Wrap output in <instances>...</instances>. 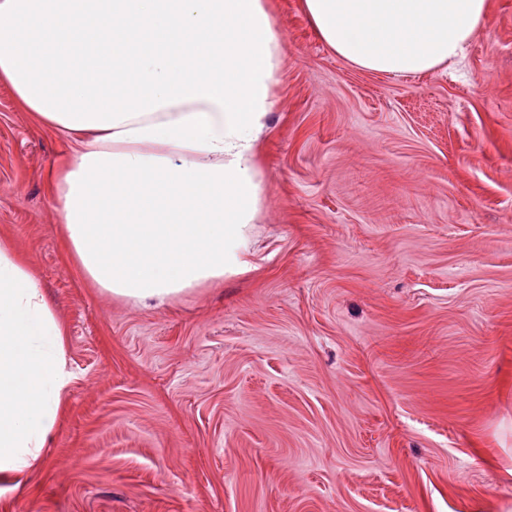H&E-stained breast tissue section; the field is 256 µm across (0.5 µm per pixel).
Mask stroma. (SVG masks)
I'll use <instances>...</instances> for the list:
<instances>
[{"instance_id":"stroma-1","label":"stroma","mask_w":512,"mask_h":512,"mask_svg":"<svg viewBox=\"0 0 512 512\" xmlns=\"http://www.w3.org/2000/svg\"><path fill=\"white\" fill-rule=\"evenodd\" d=\"M265 3L281 77L254 269L163 304L65 251L45 183L80 144L0 83V239L74 375L0 512H512V0L415 78Z\"/></svg>"}]
</instances>
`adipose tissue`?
Listing matches in <instances>:
<instances>
[{"label":"adipose tissue","mask_w":512,"mask_h":512,"mask_svg":"<svg viewBox=\"0 0 512 512\" xmlns=\"http://www.w3.org/2000/svg\"><path fill=\"white\" fill-rule=\"evenodd\" d=\"M359 70L457 61L488 0H301ZM282 46L264 0H0V82L82 148L48 189L99 288L164 301L249 271L256 162ZM66 331L0 240V476L33 467L73 379Z\"/></svg>","instance_id":"obj_1"}]
</instances>
